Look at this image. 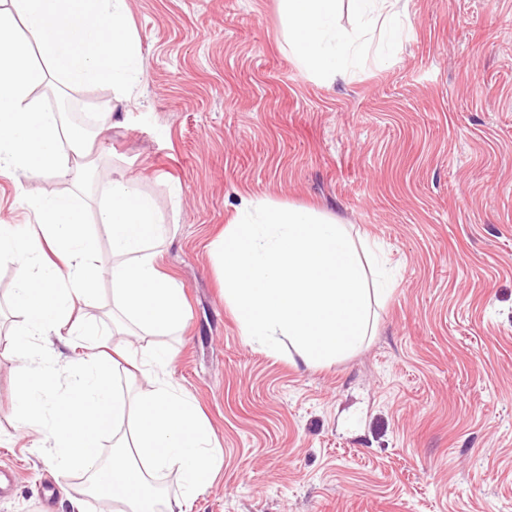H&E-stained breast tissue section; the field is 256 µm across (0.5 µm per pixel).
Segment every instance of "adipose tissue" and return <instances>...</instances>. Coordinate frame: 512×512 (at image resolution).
<instances>
[{"label":"adipose tissue","mask_w":512,"mask_h":512,"mask_svg":"<svg viewBox=\"0 0 512 512\" xmlns=\"http://www.w3.org/2000/svg\"><path fill=\"white\" fill-rule=\"evenodd\" d=\"M355 18L337 21L342 3ZM399 0H281L287 44L297 63L328 81L346 76L351 53L383 54L410 35L399 25ZM40 53L44 66L32 61ZM141 75L136 39L126 21V0H9L0 10V175L13 182L30 176H80L88 160L89 133L63 113L38 104L34 88L54 79L68 88L103 82L128 87ZM36 228L0 224V257L12 258L16 275L12 308L21 318L20 348L31 339H94L93 324L75 319L77 308L97 298L92 263L96 238L75 195L50 193L29 199ZM115 262L110 271L114 304L137 325L173 332L184 323L181 288L157 267L155 242L168 229L153 202L133 183L114 179L98 211ZM154 370L153 386L137 401L118 388L108 357L91 355L70 371L65 408L52 410L48 395L60 377L51 365L24 369L16 392L18 421L39 427L63 473H88L108 512H182L180 499L162 498L154 478L180 474L184 496L201 494L222 468L223 452L209 422L191 397L163 373L171 352L143 350ZM129 434H121V427ZM112 437V458L99 448Z\"/></svg>","instance_id":"1"}]
</instances>
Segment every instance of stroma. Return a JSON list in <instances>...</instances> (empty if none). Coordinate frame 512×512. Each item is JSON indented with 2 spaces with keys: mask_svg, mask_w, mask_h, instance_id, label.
Here are the masks:
<instances>
[{
  "mask_svg": "<svg viewBox=\"0 0 512 512\" xmlns=\"http://www.w3.org/2000/svg\"><path fill=\"white\" fill-rule=\"evenodd\" d=\"M142 74L36 89L54 110L112 112L93 128V178L0 176V221L31 224L24 197L76 191L88 214L110 179L134 182L169 236L161 270L184 290L176 333L112 332V252L99 240L107 346L173 352L224 454L185 512H512V0H408L410 39L327 83L296 62L279 0H127ZM312 206L377 254L392 291L361 346L320 367L242 335L213 243L244 201ZM0 260V512H99L81 472L60 476L15 411L36 354L73 367L84 343L50 336L22 358ZM56 493L40 496L43 485Z\"/></svg>",
  "mask_w": 512,
  "mask_h": 512,
  "instance_id": "1",
  "label": "stroma"
}]
</instances>
